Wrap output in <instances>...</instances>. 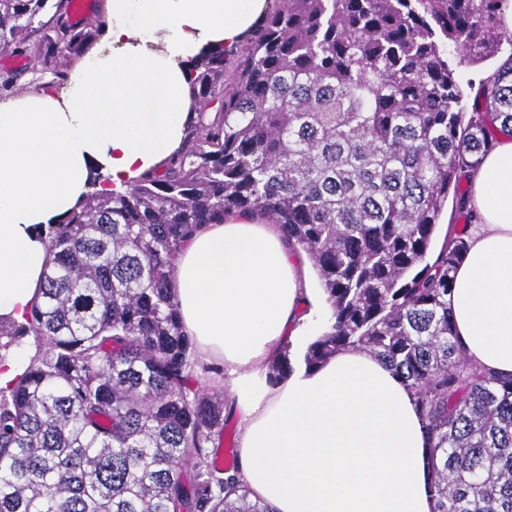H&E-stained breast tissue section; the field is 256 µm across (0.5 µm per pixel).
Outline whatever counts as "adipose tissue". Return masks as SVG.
Masks as SVG:
<instances>
[{"label":"adipose tissue","mask_w":512,"mask_h":512,"mask_svg":"<svg viewBox=\"0 0 512 512\" xmlns=\"http://www.w3.org/2000/svg\"><path fill=\"white\" fill-rule=\"evenodd\" d=\"M270 0H108L101 48L65 89L0 103V317L21 319L44 280V230L99 172L113 188L158 167L194 108L189 65L239 46ZM474 218L449 299L467 359L512 374V135L466 173ZM183 327L224 368L239 417L238 477L274 512H433L414 396L374 354L336 353L277 385L259 372L315 312L306 269L276 224L232 214L178 255Z\"/></svg>","instance_id":"1"}]
</instances>
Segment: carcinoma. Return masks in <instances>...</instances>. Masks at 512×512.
Here are the masks:
<instances>
[{
    "label": "carcinoma",
    "instance_id": "1",
    "mask_svg": "<svg viewBox=\"0 0 512 512\" xmlns=\"http://www.w3.org/2000/svg\"><path fill=\"white\" fill-rule=\"evenodd\" d=\"M504 0H278L236 50L192 64L181 146L122 191L94 179L47 227L48 269L0 350L43 351L0 396V512H273L216 465L224 392L193 388L172 288L192 232L280 225L331 308L301 362L370 350L416 397L435 512H512V376L472 365L448 295L466 251L433 252L450 191L512 133V55L471 113L440 39L473 61L512 35ZM70 0H0V49L69 64L92 32ZM290 344L267 382L293 370Z\"/></svg>",
    "mask_w": 512,
    "mask_h": 512
}]
</instances>
